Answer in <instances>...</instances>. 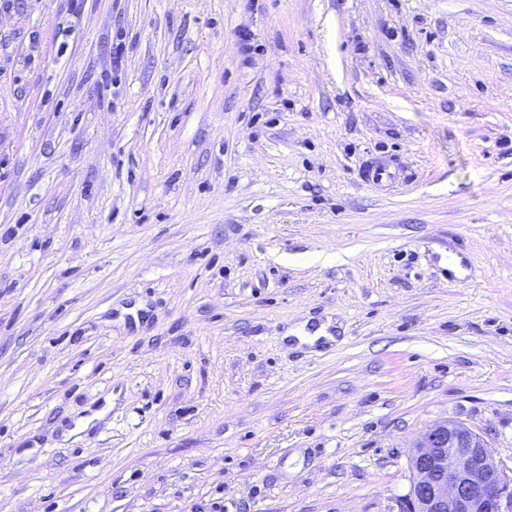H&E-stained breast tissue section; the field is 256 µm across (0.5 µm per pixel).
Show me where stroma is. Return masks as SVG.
Returning a JSON list of instances; mask_svg holds the SVG:
<instances>
[{
    "instance_id": "1",
    "label": "stroma",
    "mask_w": 512,
    "mask_h": 512,
    "mask_svg": "<svg viewBox=\"0 0 512 512\" xmlns=\"http://www.w3.org/2000/svg\"><path fill=\"white\" fill-rule=\"evenodd\" d=\"M445 421L512 465V0L0 6V512H390Z\"/></svg>"
}]
</instances>
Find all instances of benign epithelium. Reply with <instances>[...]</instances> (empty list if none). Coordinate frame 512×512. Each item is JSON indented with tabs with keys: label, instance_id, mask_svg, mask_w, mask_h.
<instances>
[{
	"label": "benign epithelium",
	"instance_id": "benign-epithelium-1",
	"mask_svg": "<svg viewBox=\"0 0 512 512\" xmlns=\"http://www.w3.org/2000/svg\"><path fill=\"white\" fill-rule=\"evenodd\" d=\"M410 486L391 512H512V472L459 422L427 428L410 458Z\"/></svg>",
	"mask_w": 512,
	"mask_h": 512
}]
</instances>
